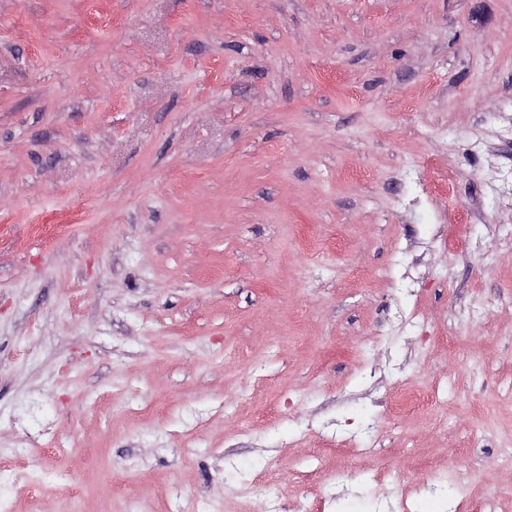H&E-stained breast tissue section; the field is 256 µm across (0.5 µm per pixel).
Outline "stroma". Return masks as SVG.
Instances as JSON below:
<instances>
[{
  "label": "stroma",
  "mask_w": 512,
  "mask_h": 512,
  "mask_svg": "<svg viewBox=\"0 0 512 512\" xmlns=\"http://www.w3.org/2000/svg\"><path fill=\"white\" fill-rule=\"evenodd\" d=\"M510 128L512 0H0V506L512 512ZM424 496L437 503L442 512H462V506L456 499L448 501L447 482L436 478L424 484Z\"/></svg>",
  "instance_id": "1"
}]
</instances>
